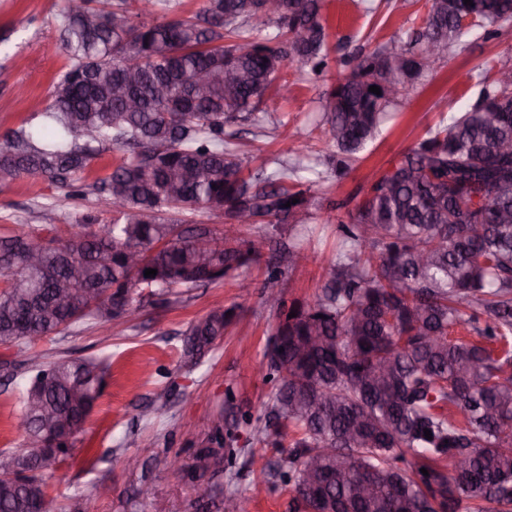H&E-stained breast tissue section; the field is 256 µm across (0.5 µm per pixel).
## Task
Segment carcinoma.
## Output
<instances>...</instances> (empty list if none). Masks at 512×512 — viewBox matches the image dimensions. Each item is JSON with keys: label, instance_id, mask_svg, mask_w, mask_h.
Wrapping results in <instances>:
<instances>
[{"label": "carcinoma", "instance_id": "1", "mask_svg": "<svg viewBox=\"0 0 512 512\" xmlns=\"http://www.w3.org/2000/svg\"><path fill=\"white\" fill-rule=\"evenodd\" d=\"M179 0H67L59 17L68 69L35 126L0 138V188L24 177L75 187L99 153L123 152L99 181L110 219L71 225L59 246L16 224L0 233V345L32 346L91 321L121 317L124 305L167 303L219 283L245 265L254 240L183 229L188 215L221 211L236 224H306L316 179L273 159L250 177L236 132L264 127L265 95L282 63L315 77L330 70L322 0H288L263 12L256 0H204L194 15ZM512 0H428L422 29L355 58L321 99L323 134L342 174L374 139L407 87L448 50L500 35ZM430 45V62L417 57ZM405 60L387 66L390 55ZM211 73L197 86L194 75ZM380 87L381 94L369 91ZM512 84L482 80L479 97L403 153L368 188L317 299L292 306L261 364L273 383L270 411L254 426L277 442L298 432L280 458L288 512H512ZM298 202L286 206L292 199ZM169 213L184 215L172 220ZM205 238L207 252L197 251ZM142 266L132 271L128 252ZM39 251L41 260L28 262ZM157 270L145 276V270ZM214 309L184 333L192 369L224 335ZM467 325L475 341L453 340ZM105 366L62 357L20 372L26 448L0 466V512H36L44 475L68 459L104 389ZM430 430L432 439L425 438ZM212 469L236 459L235 438L216 426ZM428 475H423L421 469Z\"/></svg>", "mask_w": 512, "mask_h": 512}]
</instances>
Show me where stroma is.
<instances>
[{
    "label": "stroma",
    "mask_w": 512,
    "mask_h": 512,
    "mask_svg": "<svg viewBox=\"0 0 512 512\" xmlns=\"http://www.w3.org/2000/svg\"><path fill=\"white\" fill-rule=\"evenodd\" d=\"M66 0H0V135L34 124L51 99L54 85L67 65L58 29ZM425 0H324L329 41L337 55L369 54L391 38L406 37L420 29ZM512 65V28L497 38H474L451 49L436 71L410 88L409 102L396 108L394 118L370 142L346 174L329 178L315 192L313 220L308 231L286 224H256L243 229L247 238L263 237L264 257L249 262L223 282L192 291L178 302L144 306L131 320L113 321L110 335L93 324L68 336L40 342L43 360L85 357L107 360L106 386L86 424L75 460L60 464L45 475L47 492L63 506L80 503L81 512H147L136 488L151 482L170 512H192L199 490L195 482L168 471L165 457L179 455L190 464L207 447L217 418H239L250 412L263 417L272 386L257 366L279 322L278 313L264 303L268 285L267 262L274 250L300 244L314 253V261L296 266L278 281L286 303H313L336 257L339 239L335 220H348L363 200L371 182L442 116L473 104L483 75ZM291 91L281 96L278 86L268 90L264 130L240 126V144L246 152L245 170L253 172L266 161L287 154L310 161L336 149L321 132L320 99L329 82L312 81L306 68L287 61L281 69ZM120 153L102 151L85 175L82 195L40 178H27L0 190V227L42 225L47 205L55 207L56 242L67 238L69 224L106 222L110 213L105 197L93 190L118 162ZM249 287H239L240 279ZM230 311L231 320L211 352L194 371L180 367L183 333L190 323L213 307ZM26 355L18 347L0 346V450L20 448L18 428L22 405L13 381ZM239 454L233 466L214 480L228 493L246 500L247 512H286L289 497L277 471L282 447L294 436L282 430L279 445L254 440L250 427L236 430ZM138 455L143 466L129 471L127 455ZM108 481L112 495L98 497L94 487Z\"/></svg>",
    "instance_id": "stroma-1"
}]
</instances>
